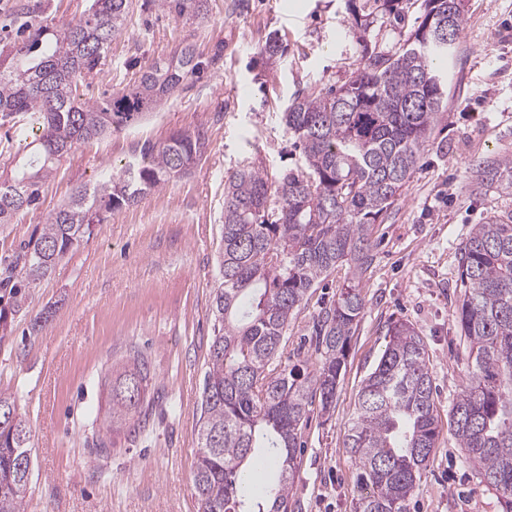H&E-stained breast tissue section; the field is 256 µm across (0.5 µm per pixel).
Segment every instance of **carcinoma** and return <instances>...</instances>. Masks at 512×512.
<instances>
[{"label": "carcinoma", "mask_w": 512, "mask_h": 512, "mask_svg": "<svg viewBox=\"0 0 512 512\" xmlns=\"http://www.w3.org/2000/svg\"><path fill=\"white\" fill-rule=\"evenodd\" d=\"M209 0H158L177 17L205 15ZM132 0H91L87 13L60 30L31 20L28 36L0 52V125L30 115L35 135L28 160L0 179V225L33 205L56 162L78 146L119 131L188 87L201 62L192 46L146 67L133 85L93 103L79 87L101 70L122 35ZM415 15L405 39L373 50L339 87L295 95L282 120L301 163L274 180L247 162L224 183L218 265L221 283L211 315L214 331L200 398L199 454L193 484L199 512H292L300 430L315 399L336 406L352 336L363 317L360 288L373 261L372 226L401 199L448 107L447 68L467 14L464 0H365L351 8L350 29L364 40L380 17ZM288 48L276 33L261 55L277 62ZM207 148L204 132L176 131L146 144L140 157L93 187L76 189L37 238L17 251L0 279L14 308L23 289L43 279L107 215L136 204L187 173ZM471 191L512 195V156L474 164ZM347 269L335 301L321 313L314 372L278 361L288 324L338 268ZM457 324L466 341V384L453 404L448 432L480 483L512 512V213L474 225L460 252ZM388 342L361 384L345 448L365 487L354 512H407L442 426L434 414L427 345L409 323L389 324ZM149 360L116 379L107 431L147 412ZM14 414L7 424L4 412ZM26 420L0 393V512H24L31 473Z\"/></svg>", "instance_id": "1"}]
</instances>
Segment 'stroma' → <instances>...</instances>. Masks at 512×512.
Returning a JSON list of instances; mask_svg holds the SVG:
<instances>
[{
    "instance_id": "1",
    "label": "stroma",
    "mask_w": 512,
    "mask_h": 512,
    "mask_svg": "<svg viewBox=\"0 0 512 512\" xmlns=\"http://www.w3.org/2000/svg\"><path fill=\"white\" fill-rule=\"evenodd\" d=\"M88 6L0 0V46L14 41L24 8L59 29ZM466 10L449 65L447 125L426 148L399 204L373 229L378 246L360 282L365 313L336 407L326 415L312 405L302 425L295 512H353L363 493L345 435L361 383L385 349L388 322L407 321L424 337L441 419L462 391L468 360L456 319L459 248L474 225L512 211V196L470 189L476 160L512 156V0H466ZM350 19L347 0H211L205 17L191 19L161 10L155 0H134L126 33L113 41L104 69L80 88L82 100L129 87L140 67L188 43L203 72L154 113L61 158L38 206L0 227V271L77 187L119 174L144 144L200 129L208 147L189 174L94 226L50 275L27 288L22 310L0 297V392L16 398L31 429L25 512H198L193 476L220 283L224 183L246 160L272 178L299 163L281 112L297 90L342 85L357 69L362 47ZM273 32L288 53L269 66L260 50ZM343 281V272H333L296 313L282 364L304 358L317 367L314 349L300 342ZM137 351L153 365V410L144 431H113L110 454L97 455L93 441L111 399L105 376L121 372ZM408 512H501V505L444 433Z\"/></svg>"
}]
</instances>
